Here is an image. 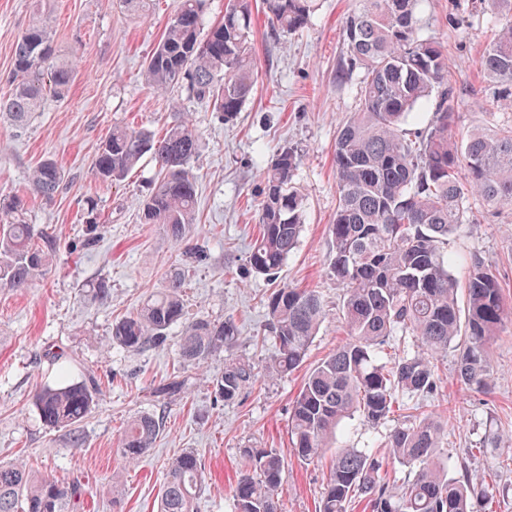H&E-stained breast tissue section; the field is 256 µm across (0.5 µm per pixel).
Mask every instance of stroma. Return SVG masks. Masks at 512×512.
<instances>
[{
    "label": "stroma",
    "mask_w": 512,
    "mask_h": 512,
    "mask_svg": "<svg viewBox=\"0 0 512 512\" xmlns=\"http://www.w3.org/2000/svg\"><path fill=\"white\" fill-rule=\"evenodd\" d=\"M307 25L276 33L261 0H252L251 35L256 83L237 118L225 122L184 91H151L143 64L157 45L176 0H153L137 17L121 0H0V98L8 95L15 39L40 20L49 21L60 57H77L78 75L64 100L47 98L25 126L0 119V196L22 193L30 170L46 158L64 171L67 185L47 203L27 200V223L53 231L60 250L45 275L28 287L0 289V460L23 461L39 475L79 482L86 491L79 512H157V497L168 464L194 452L207 485L199 512H232V491L241 470L243 447L276 449L285 459L280 499L284 512H316L329 477L326 461L300 462L290 447L288 420L308 368L346 340L339 318L343 290L330 274L329 226L337 207L334 148L341 125L357 107L356 88L339 83L336 68L346 51L342 26L356 0H314ZM421 31L448 49L451 78L468 88L482 81L480 56L491 38L480 0H421ZM188 113L199 135L193 172L198 204L188 244L203 250L184 290L187 318L234 319L236 346L201 364H182L174 325L164 346L131 351L110 345L112 325L163 291L165 274L184 245L159 226L142 223L137 202L155 177L143 159L117 185L95 179L93 159L113 124L160 131L178 113ZM512 120V108L492 97L466 98L455 134ZM285 147L297 150L294 178L305 202L299 243L277 280L256 274L248 264L259 231L263 181L257 156L272 160ZM477 219L448 236L446 250L459 282L469 277L472 258L496 272L512 300V205L492 206L469 196ZM95 213L101 238L83 244L88 213ZM111 287L100 301L93 287ZM320 292L325 316L302 365L270 381L263 375L272 345L254 338L267 322L265 297L275 284ZM72 377L95 379L98 401L81 423L85 443L74 448L69 432L44 424L32 404L41 385L54 382V353ZM229 358L249 362L252 388L234 402L221 401L213 382ZM456 354L440 360L436 389L425 409L448 419L444 451L466 462L493 489L491 512H512V323L490 342L493 374L486 389H469L457 379ZM183 389L157 392L170 376ZM163 416L153 446L138 461L122 455L121 438L130 419Z\"/></svg>",
    "instance_id": "35a3bbf8"
}]
</instances>
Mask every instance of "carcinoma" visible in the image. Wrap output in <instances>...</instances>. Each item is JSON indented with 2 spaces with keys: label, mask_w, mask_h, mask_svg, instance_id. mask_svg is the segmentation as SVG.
I'll return each instance as SVG.
<instances>
[{
  "label": "carcinoma",
  "mask_w": 512,
  "mask_h": 512,
  "mask_svg": "<svg viewBox=\"0 0 512 512\" xmlns=\"http://www.w3.org/2000/svg\"><path fill=\"white\" fill-rule=\"evenodd\" d=\"M207 0H177L161 38L143 67L154 90L175 88L212 106L224 121L236 117L254 88L250 47V0H233L224 16L202 33ZM313 0H261L273 30L304 27ZM343 25L346 54L341 79L360 76L358 109L336 136L334 161L338 205L329 225V269L343 288L342 319L348 339L306 374L289 417L291 447L311 463L330 455V475L319 512H349L365 503L368 512H476L473 503L491 491L483 478L440 452L446 427L435 412L417 414L395 428L385 443L351 448L337 443L340 425L360 418L376 424L399 398L425 397L436 387L437 362L457 351V376L466 387H484L490 377L488 344L512 318L496 274L475 258L459 303V285L444 252L448 234L476 220L466 205L477 195L491 205H512V124L491 133L474 132L459 140L452 133L464 95L486 94L512 106V18L500 22V5L484 0L494 31L479 60L484 85L465 92L448 82L445 47L421 34L419 0H358ZM77 75L75 61L57 56L44 23L22 32L14 46L13 89L0 101V114L25 124L48 95L64 98ZM423 107L432 112L423 128L409 118ZM198 136L182 116L160 134L115 125L101 143L93 166L101 182L123 181L151 153L158 166L155 187L139 201L141 218L178 242L190 234L197 205V177L191 163ZM298 153L285 147L262 169L259 234L249 253L251 269L274 278L297 246L304 198L293 186ZM64 171L51 159L29 174V191L46 202L64 189ZM25 196L0 197V288H24L59 250L55 235L25 220ZM185 268L167 275L163 292L135 314L112 324V343L141 350L164 344L172 326L185 318L182 288ZM268 321L259 341L272 343L266 366L277 379L304 362L324 318L319 293L282 286L267 298ZM416 337L418 351L387 357L390 337ZM239 340L235 321L199 317L188 323L178 342L179 358L199 363ZM256 380L253 366L228 358L213 384L224 402L234 401ZM97 401L96 387L60 371L43 386L33 405L43 422L70 431L73 448L83 444L80 425ZM160 418L140 415L128 422L122 452L137 461L157 439ZM242 470L233 488L234 512H282L279 490L285 468L273 448H243ZM460 468L459 477L448 472ZM404 476H395L396 469ZM204 483L192 451L171 463L158 512H197ZM82 485H64L36 475L16 462H0V512H73Z\"/></svg>",
  "instance_id": "cac0c4a2"
}]
</instances>
